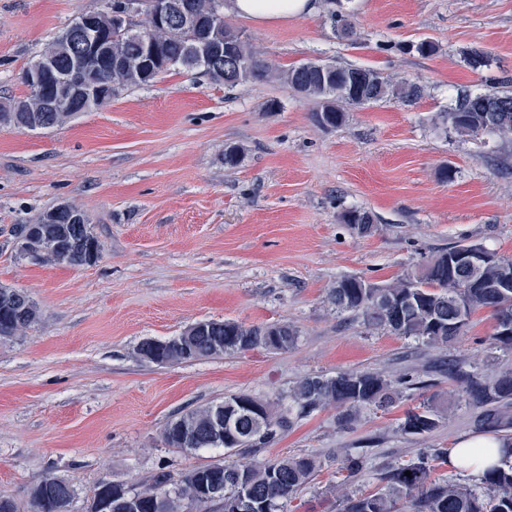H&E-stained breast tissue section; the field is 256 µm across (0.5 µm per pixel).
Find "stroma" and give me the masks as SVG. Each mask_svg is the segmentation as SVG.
Returning a JSON list of instances; mask_svg holds the SVG:
<instances>
[{
	"mask_svg": "<svg viewBox=\"0 0 512 512\" xmlns=\"http://www.w3.org/2000/svg\"><path fill=\"white\" fill-rule=\"evenodd\" d=\"M103 0H0V103L26 97L22 74L55 33ZM349 14L357 41L339 39L333 11ZM228 21L268 64L307 60L370 67L412 79L424 95L351 110L320 126L317 104L288 85L251 80L235 88L196 75L164 74L47 131L0 124V285L28 294L40 316L0 341V497L31 512L30 491L47 476L73 484L70 512H89L101 481L135 489L222 462L220 450L185 454L162 432L180 412L247 393L277 401L301 377L344 370L412 374L434 389L406 391L388 412L337 432L327 408L298 419L256 453L317 455L321 467L288 512H340L345 495L374 492V472L343 482L342 455L373 439L375 464L411 459L419 448H453L475 434L476 409L450 414L425 437L400 435L405 412L430 392L455 399L440 368L512 367V350L490 343L494 321L476 312L455 343L430 348L368 331L330 312L336 278L385 284L450 246L478 241L512 258V144L446 135L432 119L485 78L512 92V0H317L316 11L258 25ZM433 41L431 56L408 43ZM488 51V73L461 54ZM280 104L264 111L267 100ZM244 149L224 166V148ZM450 168L452 181L440 178ZM69 202L103 246L93 265L54 266L19 252L16 228ZM377 224L362 237L349 209ZM200 320L293 324L297 344L157 365L139 360L146 338L179 335ZM341 218L345 224L349 225L351 230L355 231L361 228V231H357V233L362 237L373 234L376 229L373 215L365 210H347L342 214Z\"/></svg>",
	"mask_w": 512,
	"mask_h": 512,
	"instance_id": "1",
	"label": "stroma"
}]
</instances>
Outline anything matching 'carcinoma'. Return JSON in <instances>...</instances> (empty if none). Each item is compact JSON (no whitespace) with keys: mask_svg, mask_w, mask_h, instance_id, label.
Returning a JSON list of instances; mask_svg holds the SVG:
<instances>
[{"mask_svg":"<svg viewBox=\"0 0 512 512\" xmlns=\"http://www.w3.org/2000/svg\"><path fill=\"white\" fill-rule=\"evenodd\" d=\"M337 33L355 39L358 33L347 15L332 14ZM139 29L161 40L157 69L160 73L187 69L195 70L190 62L189 43L181 37H169L150 28L147 12L141 13ZM112 54L122 55L128 66L121 72H98L92 78L112 83V92L95 104L99 108L112 101L122 91L149 84L142 77L137 62L140 45L130 38L112 45ZM72 45L56 33L26 67L31 70L45 56H50L64 72L71 65ZM238 57L251 63L247 77L219 63L203 74L210 83L233 88L251 79L287 84L304 98L319 102L315 118L325 127H338L346 121V112L353 107L381 100L397 99L413 103L423 96L424 89L403 77L388 76L367 67L334 66L329 78L321 79L307 61L287 69L265 64L247 41L238 43ZM466 65L475 70L490 66L489 56L481 50H471L465 56ZM490 90L459 97L454 107L440 112L435 118L443 132L477 140L482 136H497L512 142V93L495 89L498 79L488 77ZM493 98L505 110L506 120L496 127H486V101ZM350 229L362 237L374 233L373 215L365 210L351 209L342 214ZM43 224L39 248L44 253L42 263L65 265L67 261L51 252L54 243L65 239L68 251L80 254L86 247L87 224H77L62 211L56 223ZM474 250L484 255L474 267L449 265L448 259L460 250ZM14 289L0 286V339L16 338L17 312L1 302ZM327 303L338 315L349 314L370 330L394 336L412 338L427 347H443L463 336L473 313L485 310L495 321L491 340L504 349L512 348V335L502 336L499 329L512 324V258H505L484 244L473 242L452 246L430 257L416 274L408 273L385 285L368 283L356 276H343L328 289ZM298 340V333L289 323L264 327L246 326L234 320H210L205 328L189 341L191 353L184 354L172 339L146 338L138 349L147 356H162L172 364L234 354L254 348L286 351ZM448 379L458 383L461 398L468 407L483 409V417L504 432L503 439L512 448V368L493 373L465 371L448 364ZM423 387L425 382L401 377L395 381L373 371H341L334 375L305 376L288 390V402L278 400V406L261 398L238 394L203 408L186 411L172 419L164 429L163 440L171 448L192 454L202 448H222L227 460L190 469L180 476L189 483L202 473L212 482L224 486V512H285L288 502L313 480L319 461L313 454L303 453L263 461H242L253 448H265L295 420L325 408L336 409V425L342 431H352L371 412H383L393 407L403 390ZM224 408V439H213L210 413ZM449 416V411L430 395L418 406L405 412L398 432L405 436L430 435ZM448 463V449L420 448L416 457L406 463L393 462L380 467L379 480L383 488L366 495L345 499L342 512H512V456L506 455L496 465L479 476V482L466 479L435 480L432 472L437 464ZM372 468L367 455L351 454L343 467L344 480L352 481ZM411 472V476L404 472ZM172 482L167 474L157 475L153 482L138 490L121 487L112 497V512H128L126 501L139 499V512H214L217 503L201 499L177 497L169 493ZM75 497L74 486L64 479L48 476L31 492L32 512H69Z\"/></svg>","mask_w":512,"mask_h":512,"instance_id":"1","label":"carcinoma"}]
</instances>
